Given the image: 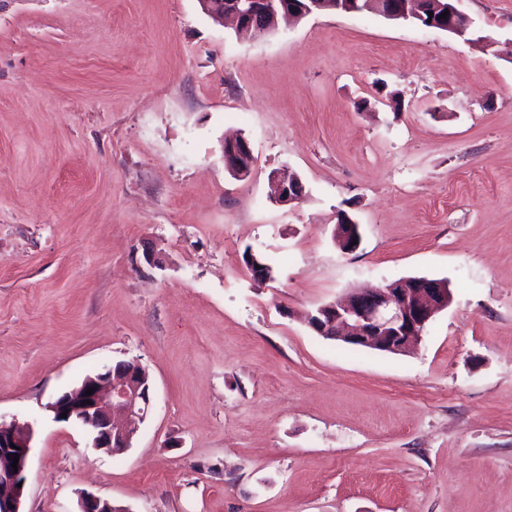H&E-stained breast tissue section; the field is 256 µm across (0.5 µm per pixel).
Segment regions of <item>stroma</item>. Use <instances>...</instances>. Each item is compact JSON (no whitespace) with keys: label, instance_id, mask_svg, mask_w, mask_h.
<instances>
[{"label":"stroma","instance_id":"1","mask_svg":"<svg viewBox=\"0 0 512 512\" xmlns=\"http://www.w3.org/2000/svg\"><path fill=\"white\" fill-rule=\"evenodd\" d=\"M457 7L474 42L375 14L242 40L199 0H0V420L33 431L24 512L84 491L125 512H512V0ZM275 171L299 202L271 200ZM412 278L452 301L410 352L307 323ZM121 360L152 403L109 455L48 405ZM224 162L231 174L240 180L251 175L254 158L246 138L236 136L224 139ZM276 182V202L281 205L293 204L299 201L304 194V187L297 176H280L273 174L271 177ZM345 214H341L338 218V223L336 224V228L334 230V241L336 245L341 248L344 252H353L355 251L361 241L360 233H359V224H345L348 222V218L344 217ZM357 238L358 243L356 245H351L353 239Z\"/></svg>","mask_w":512,"mask_h":512}]
</instances>
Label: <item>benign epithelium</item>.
<instances>
[{"label":"benign epithelium","mask_w":512,"mask_h":512,"mask_svg":"<svg viewBox=\"0 0 512 512\" xmlns=\"http://www.w3.org/2000/svg\"><path fill=\"white\" fill-rule=\"evenodd\" d=\"M432 2V17L425 18L426 2ZM456 0H402L397 9L384 14L390 20H422L429 28L458 36L469 32L470 23L455 5ZM203 11L216 19L229 18L237 34L272 33L278 18L299 21L320 11L362 13L376 9V0H200ZM448 12L447 23L440 14ZM224 162L231 174L243 180L253 170L254 158L246 138L224 139ZM276 202L293 204L304 194L296 176L272 175ZM360 238L359 225L338 224L334 241L344 252H353V239ZM451 301L450 289L426 278L394 281L369 290L354 289L337 301L318 307L309 315V326L321 336L345 344L381 352L403 353L421 342L426 325ZM93 394H86L87 389ZM151 404L147 369L136 360L105 365L86 376L81 384L57 396L49 408L57 422L79 423L92 436V447L109 454L126 451ZM67 414L62 419L60 415ZM32 433L15 423L0 421V512H23ZM19 456L17 467L13 457ZM78 512H122L111 500L90 492L81 493Z\"/></svg>","instance_id":"obj_1"}]
</instances>
